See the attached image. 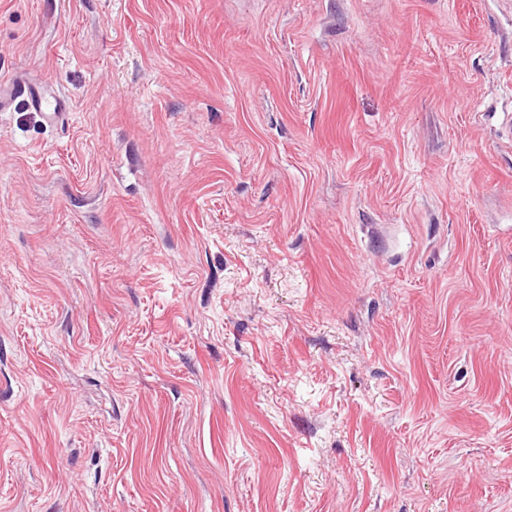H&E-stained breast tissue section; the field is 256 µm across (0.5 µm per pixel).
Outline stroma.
Returning a JSON list of instances; mask_svg holds the SVG:
<instances>
[{
    "label": "stroma",
    "mask_w": 512,
    "mask_h": 512,
    "mask_svg": "<svg viewBox=\"0 0 512 512\" xmlns=\"http://www.w3.org/2000/svg\"><path fill=\"white\" fill-rule=\"evenodd\" d=\"M0 512H512V0H0ZM26 95L28 104L42 113L43 118L52 125H62L69 117L67 103L60 95L46 98L40 87L30 82H0V110L2 111L19 95Z\"/></svg>",
    "instance_id": "stroma-1"
}]
</instances>
